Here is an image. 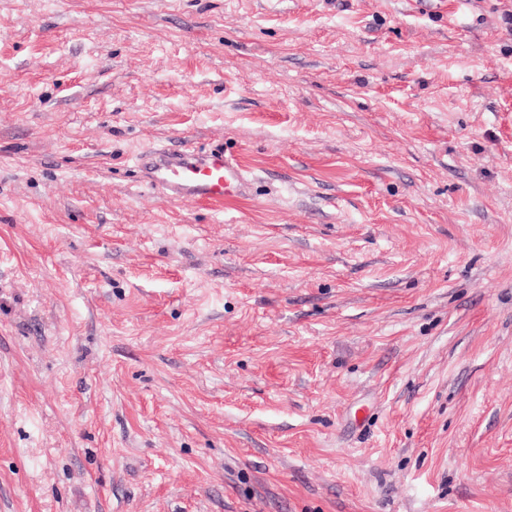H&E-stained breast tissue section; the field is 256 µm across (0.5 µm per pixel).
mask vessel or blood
<instances>
[{
    "label": "vessel or blood",
    "instance_id": "obj_1",
    "mask_svg": "<svg viewBox=\"0 0 512 512\" xmlns=\"http://www.w3.org/2000/svg\"><path fill=\"white\" fill-rule=\"evenodd\" d=\"M136 161L149 183L172 200L220 205L241 197L247 185L245 168L219 148H150Z\"/></svg>",
    "mask_w": 512,
    "mask_h": 512
}]
</instances>
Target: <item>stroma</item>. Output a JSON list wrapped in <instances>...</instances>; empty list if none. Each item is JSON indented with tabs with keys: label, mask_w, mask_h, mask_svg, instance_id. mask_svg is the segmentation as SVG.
Listing matches in <instances>:
<instances>
[{
	"label": "stroma",
	"mask_w": 512,
	"mask_h": 512,
	"mask_svg": "<svg viewBox=\"0 0 512 512\" xmlns=\"http://www.w3.org/2000/svg\"><path fill=\"white\" fill-rule=\"evenodd\" d=\"M0 512H512V0H0ZM136 161L149 183L172 200L223 206L224 200L245 194L247 172L223 149L150 148L140 152Z\"/></svg>",
	"instance_id": "35a3bbf8"
}]
</instances>
